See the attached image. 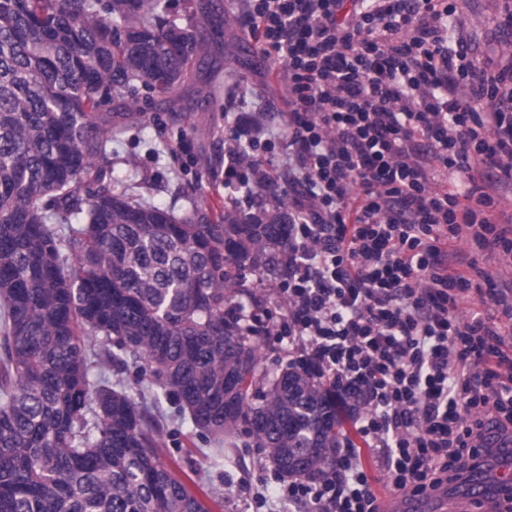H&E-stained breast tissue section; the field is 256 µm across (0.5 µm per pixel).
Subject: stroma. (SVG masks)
Instances as JSON below:
<instances>
[{
    "label": "stroma",
    "mask_w": 512,
    "mask_h": 512,
    "mask_svg": "<svg viewBox=\"0 0 512 512\" xmlns=\"http://www.w3.org/2000/svg\"><path fill=\"white\" fill-rule=\"evenodd\" d=\"M224 23V42L216 44L212 23L198 18L208 63L193 69L177 108L160 103L146 88L135 98L142 114L139 132L113 143L111 187L122 191L127 177L142 179L143 197L180 214L191 205L224 210V122L229 112H245L261 126H279L287 89L268 76L260 45L242 32L241 0H214ZM512 14V0H455L449 25L466 40L474 57L497 59L512 54V35L501 27ZM220 85L218 96L210 88ZM130 393H144L165 418L159 455L179 464L181 476L212 512H311L305 504L283 506L279 478L260 449L239 439L215 453L213 443L192 424L187 413L159 386L143 388L136 369L122 375Z\"/></svg>",
    "instance_id": "1"
}]
</instances>
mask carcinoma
Here are the masks:
<instances>
[{
	"instance_id": "cac0c4a2",
	"label": "carcinoma",
	"mask_w": 512,
	"mask_h": 512,
	"mask_svg": "<svg viewBox=\"0 0 512 512\" xmlns=\"http://www.w3.org/2000/svg\"><path fill=\"white\" fill-rule=\"evenodd\" d=\"M187 3L180 22L168 0H0V512H210L161 460L159 416L93 374L130 360L283 475L341 447L335 394L269 371L234 305L246 273L278 272L285 207L177 217L104 185L136 86L168 102L199 56Z\"/></svg>"
}]
</instances>
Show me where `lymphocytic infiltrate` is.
Returning <instances> with one entry per match:
<instances>
[{
	"mask_svg": "<svg viewBox=\"0 0 512 512\" xmlns=\"http://www.w3.org/2000/svg\"><path fill=\"white\" fill-rule=\"evenodd\" d=\"M245 30L279 67V128L242 140L224 127V199L288 169L287 270L270 288L264 335L287 343L379 449L395 491L415 496L459 479L512 435V302L474 293L476 258L512 255V57L478 64L449 41L452 0H243ZM501 307L494 317L489 306ZM312 512H377L353 443L331 469L280 484Z\"/></svg>",
	"mask_w": 512,
	"mask_h": 512,
	"instance_id": "obj_1",
	"label": "lymphocytic infiltrate"
}]
</instances>
